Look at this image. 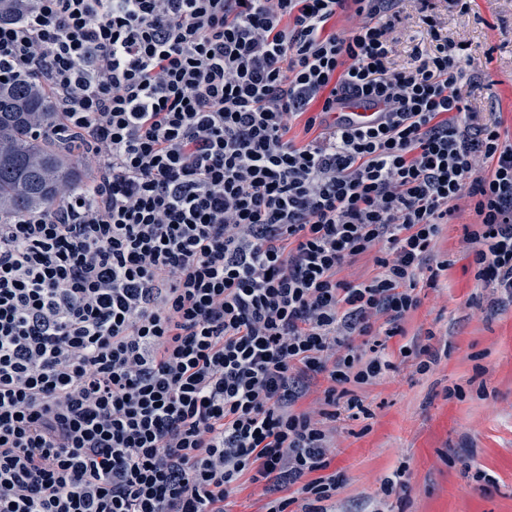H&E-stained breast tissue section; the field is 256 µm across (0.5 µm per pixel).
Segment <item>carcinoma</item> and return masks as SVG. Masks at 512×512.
<instances>
[{"instance_id":"obj_1","label":"carcinoma","mask_w":512,"mask_h":512,"mask_svg":"<svg viewBox=\"0 0 512 512\" xmlns=\"http://www.w3.org/2000/svg\"><path fill=\"white\" fill-rule=\"evenodd\" d=\"M22 0H0V20L25 13ZM59 103L41 81L0 82V219L60 208L81 186L75 152L56 132Z\"/></svg>"}]
</instances>
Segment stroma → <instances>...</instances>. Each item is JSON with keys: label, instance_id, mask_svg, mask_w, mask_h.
I'll use <instances>...</instances> for the list:
<instances>
[{"label": "stroma", "instance_id": "stroma-1", "mask_svg": "<svg viewBox=\"0 0 512 512\" xmlns=\"http://www.w3.org/2000/svg\"><path fill=\"white\" fill-rule=\"evenodd\" d=\"M435 4L441 34L470 46L464 92L473 111L512 136V0H471L464 13ZM401 31L390 58L396 69L431 44L415 0L402 4ZM476 221L465 209L444 227L434 253L449 266L436 287L420 291L404 335L387 343L395 356L433 331L430 371L398 363L358 390L372 417L338 424L330 469L344 484L333 512H512V303L476 278L463 240ZM400 468L403 488L385 495L383 479Z\"/></svg>", "mask_w": 512, "mask_h": 512}]
</instances>
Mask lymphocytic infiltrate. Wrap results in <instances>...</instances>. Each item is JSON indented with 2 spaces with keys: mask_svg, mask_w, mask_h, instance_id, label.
<instances>
[{
  "mask_svg": "<svg viewBox=\"0 0 512 512\" xmlns=\"http://www.w3.org/2000/svg\"><path fill=\"white\" fill-rule=\"evenodd\" d=\"M389 60L402 0H27L0 78L44 81L95 172L0 224V512H327L342 414L461 208L512 300V139L468 46ZM349 14L352 26L331 22ZM372 105L377 120L344 121ZM302 125L306 141L292 130ZM374 273L347 278L359 257ZM305 409H298L300 400ZM287 490L279 491L277 487L271 493L263 494V484H251L246 481L239 493L235 496V504L230 507L233 512H264L266 503L273 498L287 495Z\"/></svg>",
  "mask_w": 512,
  "mask_h": 512,
  "instance_id": "f902f5d3",
  "label": "lymphocytic infiltrate"
}]
</instances>
